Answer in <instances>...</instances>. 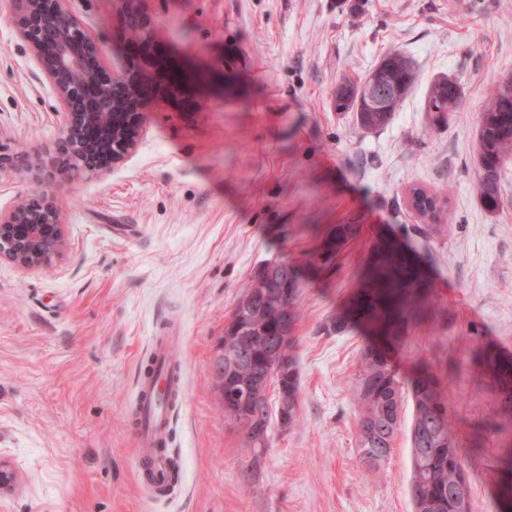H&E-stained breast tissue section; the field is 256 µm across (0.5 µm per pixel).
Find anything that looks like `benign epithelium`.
Returning <instances> with one entry per match:
<instances>
[{"instance_id":"1","label":"benign epithelium","mask_w":512,"mask_h":512,"mask_svg":"<svg viewBox=\"0 0 512 512\" xmlns=\"http://www.w3.org/2000/svg\"><path fill=\"white\" fill-rule=\"evenodd\" d=\"M66 2L13 0L18 36L54 89L64 117L50 160L68 181L98 175L123 162L138 144L150 101L178 96L183 80L161 66L153 54L156 25L147 0H113L112 21L121 41L141 48L136 59L120 67L110 65ZM65 247L60 209L52 191L0 210V260L34 272L48 266ZM276 271L283 298L292 297L298 278L297 269L288 261H268L254 278L263 281ZM240 364V356L224 349V337H219L212 364L219 397H224V379Z\"/></svg>"}]
</instances>
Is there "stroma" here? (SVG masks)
I'll use <instances>...</instances> for the list:
<instances>
[{"mask_svg":"<svg viewBox=\"0 0 512 512\" xmlns=\"http://www.w3.org/2000/svg\"><path fill=\"white\" fill-rule=\"evenodd\" d=\"M108 60L121 63L112 0H68ZM155 56L204 73L176 100L150 102L135 152L106 173L53 177L67 242L44 270L0 261V461L14 471L0 512H412L407 425L376 471L359 461L355 380L365 337L321 326L353 291L370 243L392 237L427 259L438 310L397 359L439 368L472 481L471 512H497L498 398L480 378L481 347L512 353V170L503 206L474 188L485 91L512 73V0H148ZM0 0V144L46 153L62 124L55 93ZM410 56L417 83L377 131L338 112L343 76L388 52ZM463 98L432 121L440 75ZM44 184L26 162L0 172V209ZM448 196L452 223L431 230L412 188ZM335 224H358L330 267L316 248ZM279 258L303 281L294 328L302 424L273 429L252 484L250 451L219 410L211 358L246 283ZM155 336H177L186 399L171 449L176 489L136 480L128 414Z\"/></svg>","mask_w":512,"mask_h":512,"instance_id":"1","label":"stroma"}]
</instances>
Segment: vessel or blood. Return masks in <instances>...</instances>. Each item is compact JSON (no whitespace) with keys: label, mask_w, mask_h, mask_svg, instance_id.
<instances>
[{"label":"vessel or blood","mask_w":512,"mask_h":512,"mask_svg":"<svg viewBox=\"0 0 512 512\" xmlns=\"http://www.w3.org/2000/svg\"><path fill=\"white\" fill-rule=\"evenodd\" d=\"M171 344L153 337L150 357L152 375H139L130 430L134 442L137 478L157 493L175 485L177 464L169 450L174 414L184 399L178 382L169 379Z\"/></svg>","instance_id":"vessel-or-blood-1"}]
</instances>
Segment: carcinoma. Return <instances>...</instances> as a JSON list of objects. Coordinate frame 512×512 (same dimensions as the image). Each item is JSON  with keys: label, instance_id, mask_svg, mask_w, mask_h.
<instances>
[{"label": "carcinoma", "instance_id": "cac0c4a2", "mask_svg": "<svg viewBox=\"0 0 512 512\" xmlns=\"http://www.w3.org/2000/svg\"><path fill=\"white\" fill-rule=\"evenodd\" d=\"M374 71L382 72L394 86L395 93L380 109L359 102L358 82L337 90L333 107L353 112L358 126L367 131L386 127L401 103L412 92L417 72L413 60L397 51L383 56ZM462 89L458 82L438 77L426 97V111L452 112L460 104ZM512 165V74L500 79L486 94L477 131L476 192L483 204L497 210L503 206L505 170ZM415 211L435 223L452 220L447 212L448 199L421 187L412 189ZM361 233L359 224H336L324 234L318 252L324 266ZM433 282L428 267L416 253L373 241L365 257L362 272L345 306L332 314L324 330L343 333L356 330L368 338L363 349L356 379L354 407L358 414L360 457L369 467H376L391 453L393 441L401 427L403 400L410 397L413 406L409 429L412 471L410 496L413 512H457L450 499L452 486L468 480L453 432L455 418L444 394L443 380L428 362H417L411 374L401 375L396 359L403 349L411 328L435 315L432 301ZM243 295L253 296L258 317L241 314L236 305L231 317H239L247 326L241 336H226L224 341L239 344L245 359L233 376V392L224 393V418L235 425L238 418L253 415L243 440L253 454V464L244 473L250 480L262 456L258 451L270 447V415L258 414L255 406L268 400L267 390L282 383L287 390L288 428L301 424L300 407L294 406L300 394V377L292 354L293 337L288 343L271 346L283 314L296 323L299 312L295 298L283 303L277 289L266 291L249 280ZM283 364L282 379L268 378L271 366ZM483 375L493 383L498 394V416L512 423V355L494 346L480 354ZM496 499L498 512H512V437L497 456Z\"/></svg>", "mask_w": 512, "mask_h": 512}]
</instances>
